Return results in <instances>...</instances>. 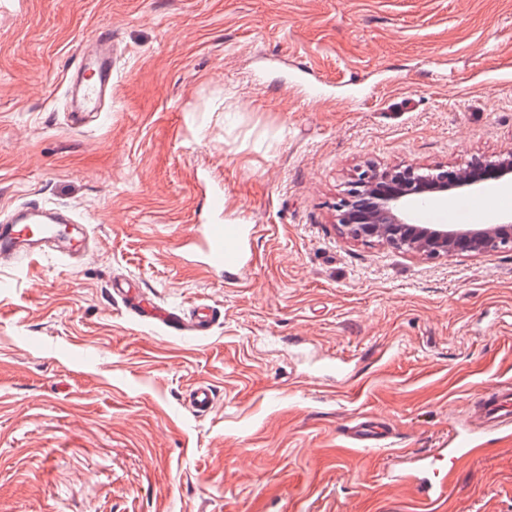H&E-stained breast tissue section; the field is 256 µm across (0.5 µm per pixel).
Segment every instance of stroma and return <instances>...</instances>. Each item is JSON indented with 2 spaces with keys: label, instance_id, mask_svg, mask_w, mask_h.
Wrapping results in <instances>:
<instances>
[{
  "label": "stroma",
  "instance_id": "obj_1",
  "mask_svg": "<svg viewBox=\"0 0 512 512\" xmlns=\"http://www.w3.org/2000/svg\"><path fill=\"white\" fill-rule=\"evenodd\" d=\"M101 28L112 96L76 125L67 77ZM510 147L512 0H0V209L66 206L90 236L0 265V512H421L384 473L512 381V250L413 257L347 239L334 206L366 163ZM215 191L257 227L233 281L181 249ZM118 276L211 329L139 320ZM364 415L390 447L342 443ZM435 512H512V446ZM215 403V392L211 385L202 383L192 388L188 394V405L198 414H207Z\"/></svg>",
  "mask_w": 512,
  "mask_h": 512
}]
</instances>
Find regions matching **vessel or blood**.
Segmentation results:
<instances>
[{
	"mask_svg": "<svg viewBox=\"0 0 512 512\" xmlns=\"http://www.w3.org/2000/svg\"><path fill=\"white\" fill-rule=\"evenodd\" d=\"M92 41L98 53L95 57L83 58L70 90L72 117L77 123L86 115L100 111L106 95L112 91L111 29H100ZM65 231L70 234V253L80 252L86 242L85 227L71 210L47 209L29 202L0 214V263L21 267L32 257L51 254ZM253 234L254 227L250 224H197L185 244L200 254L206 268L233 274L244 268L246 249ZM112 291L125 301L127 309L135 316L159 322L177 332L204 331L213 321L207 307L178 313L144 298L138 285L131 281L113 283ZM214 403L215 392L209 384L196 385L188 394V405L196 413L210 412ZM487 432L501 434L506 439L512 437L511 383H502L478 394L469 417L455 422L439 448L411 456L410 467L395 463L385 477L393 484H411L425 504H435L446 496L456 467L476 453L478 435ZM342 434L360 448H381L388 440L385 429L369 421L344 426Z\"/></svg>",
	"mask_w": 512,
	"mask_h": 512,
	"instance_id": "1",
	"label": "vessel or blood"
}]
</instances>
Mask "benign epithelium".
Here are the masks:
<instances>
[{
  "label": "benign epithelium",
  "mask_w": 512,
  "mask_h": 512,
  "mask_svg": "<svg viewBox=\"0 0 512 512\" xmlns=\"http://www.w3.org/2000/svg\"><path fill=\"white\" fill-rule=\"evenodd\" d=\"M488 180L512 186V149L468 167L393 166L359 169L335 205L336 221L351 240L386 245L434 260L512 248V224H418L408 207L433 198L453 200Z\"/></svg>",
  "instance_id": "1"
}]
</instances>
